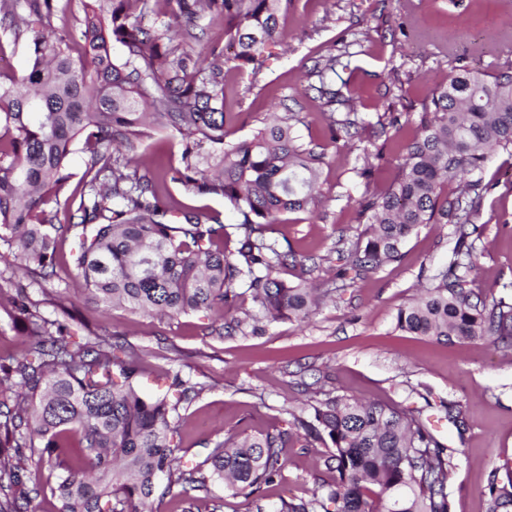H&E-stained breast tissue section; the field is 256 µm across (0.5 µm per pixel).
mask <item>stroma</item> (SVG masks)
<instances>
[{
    "label": "stroma",
    "mask_w": 512,
    "mask_h": 512,
    "mask_svg": "<svg viewBox=\"0 0 512 512\" xmlns=\"http://www.w3.org/2000/svg\"><path fill=\"white\" fill-rule=\"evenodd\" d=\"M447 25L433 23L429 0H291L286 42L269 46L260 80L249 71L224 78L225 143L251 136L274 108L294 113L303 142L325 141L326 106L310 92L308 72L315 60L333 54L344 68L342 79L356 90L355 108L364 121L351 147L328 149L319 173L315 211L282 215L265 235L291 246L305 264L285 271L295 282L308 279L327 296L309 320L264 323L258 335L217 334L218 312L175 318L152 317L107 307L90 295L72 265L78 230L58 235L56 275L46 280L36 266H20L12 249L0 242V357L22 356L30 338L19 325L20 295L41 313L69 309L72 335L94 332L132 345L140 356L139 384L148 394L167 390L171 376L188 366L192 381L203 385L185 413L181 429L182 463L204 464L215 445L246 433L288 428L292 415L308 416L316 400L341 395L420 411L435 438L453 450L448 482L450 512H486L491 472L512 462V345L486 337L438 341L397 326L400 308L418 298L445 268L455 245L452 224H425L401 245L397 260L356 273L345 269L338 250L362 235L359 200L367 187H385L401 161L400 145L417 126V107L428 88L446 78L451 65L495 72L512 67V27L501 25L512 0H438ZM402 86H391L392 77ZM408 111L410 120L384 137L378 118L386 107ZM181 137L160 130L139 153L144 173L161 178L174 208L192 210L210 224L236 235L237 214L216 194L197 195L170 181L178 166ZM89 151L76 150L65 194L44 209L66 223L89 202L86 174ZM372 171L359 177L360 169ZM488 186L476 221L478 238L470 287L482 299L505 295L512 283V154L495 153L487 162ZM452 413H445V403ZM330 445H291L286 463L263 491L246 495L208 481L188 496L155 495L153 512H273L281 500L309 499L315 489L334 483L325 461Z\"/></svg>",
    "instance_id": "35a3bbf8"
}]
</instances>
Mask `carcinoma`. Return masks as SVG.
<instances>
[{
    "instance_id": "cac0c4a2",
    "label": "carcinoma",
    "mask_w": 512,
    "mask_h": 512,
    "mask_svg": "<svg viewBox=\"0 0 512 512\" xmlns=\"http://www.w3.org/2000/svg\"><path fill=\"white\" fill-rule=\"evenodd\" d=\"M149 0H93L85 11L84 55L75 57L52 20L68 0H25V32L32 63L20 77L0 76V125L14 131L0 141V241L43 279L55 275L57 232L82 228L74 267L106 305L145 314L178 316L227 310L249 295L256 314L226 323L232 331L261 330L263 321L309 317L316 290L280 276L299 263L296 253L267 240L280 216L317 204L326 146L307 147L292 130L293 116L224 145V70L248 68L258 78L268 44L284 37L290 0H176L185 30L175 44L169 29L148 31L138 18ZM224 20L231 57L193 32L201 14ZM125 57H112V41ZM339 58L316 66L314 87L326 103L353 95L327 83ZM418 135L405 146L398 173L384 191L360 203L367 218L352 265L375 269L399 257L402 241L423 224L455 225L448 267L428 295L397 314L404 331L437 340L495 336L512 341V300L482 301L468 287L473 242L487 186L489 156L512 151V68L493 73L453 68L420 102ZM328 144L349 118L325 113ZM160 127L182 136L181 167L171 180L199 194H220L242 217L237 247L218 245L225 227L184 210L177 219L159 182L139 174L137 151ZM92 149L93 200L69 224L47 223L42 205L68 183L69 157L78 143ZM466 189L449 186L465 177ZM31 336L23 357L0 361V512H25L27 472L61 470L55 494L60 512H146L160 477L167 491L186 494L218 478L235 492L255 494L280 472L285 448L328 440L327 463L339 480L309 500H281L275 512H449L452 454L426 425L403 410L337 396L318 402L308 418L293 417L286 431L230 436L209 456L208 472L176 470L174 443L182 410L203 388L172 376L175 400L148 395L138 385V360L110 336L71 340L68 326L20 302ZM512 509V475L492 473L486 512Z\"/></svg>"
}]
</instances>
